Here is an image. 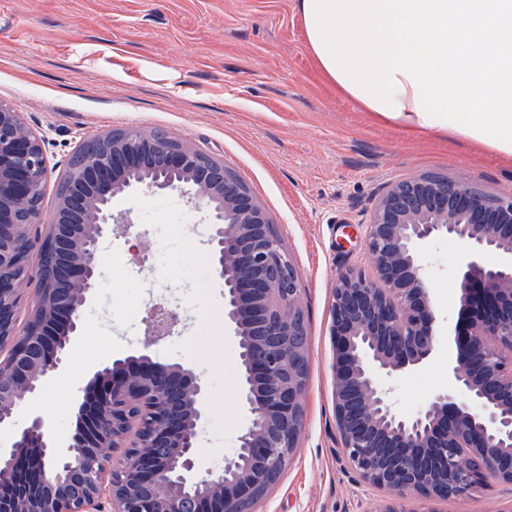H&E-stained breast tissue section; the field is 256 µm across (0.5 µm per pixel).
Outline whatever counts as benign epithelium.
Returning <instances> with one entry per match:
<instances>
[{"label": "benign epithelium", "instance_id": "1", "mask_svg": "<svg viewBox=\"0 0 512 512\" xmlns=\"http://www.w3.org/2000/svg\"><path fill=\"white\" fill-rule=\"evenodd\" d=\"M51 219L39 194L49 178L45 139L0 102V512H255L296 447L308 372L301 288L282 240L232 169L191 145L152 132H108L84 144ZM178 190L205 207L225 324L237 338L246 422L236 452L199 473L207 411L204 380L187 365L153 361L149 346L97 370L78 408L83 429L59 443L35 413L68 357L100 275L99 243L112 199ZM49 224L48 232L37 228ZM444 236L466 245L459 288L466 319L448 325L454 388L400 415L392 382L434 353L437 316L424 246ZM374 275L341 272L331 305L335 416L343 453L388 499L380 512H434L430 503L512 485V196L444 178L389 183L366 224ZM32 284L41 325L17 329L19 285ZM153 339L177 314L163 310ZM137 400L140 454L116 437ZM469 464L461 465V460Z\"/></svg>", "mask_w": 512, "mask_h": 512}]
</instances>
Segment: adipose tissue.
Listing matches in <instances>:
<instances>
[{"label":"adipose tissue","mask_w":512,"mask_h":512,"mask_svg":"<svg viewBox=\"0 0 512 512\" xmlns=\"http://www.w3.org/2000/svg\"><path fill=\"white\" fill-rule=\"evenodd\" d=\"M316 68L408 135L512 160V0H298Z\"/></svg>","instance_id":"ef3b65f1"}]
</instances>
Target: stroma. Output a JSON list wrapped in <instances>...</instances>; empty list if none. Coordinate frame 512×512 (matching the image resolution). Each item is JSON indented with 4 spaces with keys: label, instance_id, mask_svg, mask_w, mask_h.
Segmentation results:
<instances>
[{
    "label": "stroma",
    "instance_id": "35a3bbf8",
    "mask_svg": "<svg viewBox=\"0 0 512 512\" xmlns=\"http://www.w3.org/2000/svg\"><path fill=\"white\" fill-rule=\"evenodd\" d=\"M0 100L45 137L53 173L41 207L79 147L115 129L162 131L229 166L250 188L299 274L309 372L297 447L257 512H376L385 491L346 461L334 411L330 306L338 274L370 271L365 225L388 183L429 174L483 193L512 195V162L435 133L407 137L335 95L309 54L297 0H0ZM129 213L101 260L125 256L123 275L104 270L66 364L36 407L51 437L76 431L83 389L111 360L149 348L209 384L199 441L201 468L235 450L246 421L237 343L224 324L213 279L206 211L176 191L141 190L112 202ZM465 246L428 243V286L437 312L456 318ZM174 310L169 336L150 342L148 307ZM448 349L396 383L409 415L452 389ZM512 485L436 503L437 512H506Z\"/></svg>",
    "mask_w": 512,
    "mask_h": 512
}]
</instances>
